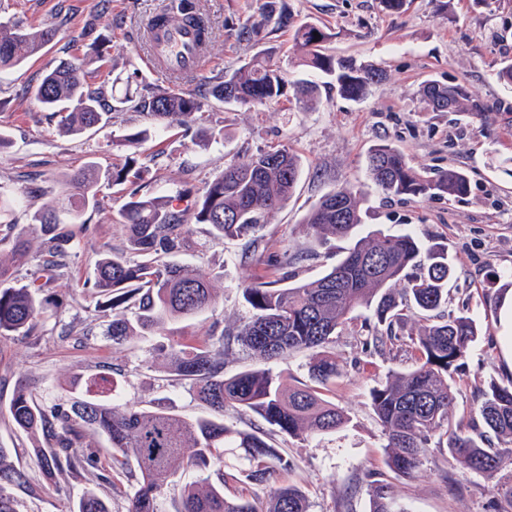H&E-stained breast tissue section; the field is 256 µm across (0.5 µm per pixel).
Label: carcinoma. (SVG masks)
I'll list each match as a JSON object with an SVG mask.
<instances>
[{
  "instance_id": "carcinoma-1",
  "label": "carcinoma",
  "mask_w": 512,
  "mask_h": 512,
  "mask_svg": "<svg viewBox=\"0 0 512 512\" xmlns=\"http://www.w3.org/2000/svg\"><path fill=\"white\" fill-rule=\"evenodd\" d=\"M173 21L190 19L199 27L208 21L196 0H171L162 11ZM292 32L295 60L330 78L337 92L352 101L368 95L386 79V72L352 58H336L322 51L332 33L323 26L297 22L285 0H268L264 11L241 35L256 37L266 27ZM51 29L36 30L11 20L0 22V72L24 64L51 42ZM280 67L264 56H254L219 77L211 95L226 105L253 106L277 101L285 92ZM35 97L60 129L72 135L112 124L105 110L107 88L88 81L84 61L61 60L45 73ZM421 95L434 112H460L495 122L501 113L485 111L484 104L464 85L443 86L428 81ZM319 99L314 82L298 85L291 105L313 109ZM140 107L169 125L196 122L205 102L194 95L163 91ZM148 137V130L112 131V148H132ZM141 167L132 155L120 169L103 171L91 162L68 173L60 183L56 206L37 211L39 250L49 256L34 272L20 274L31 248L25 229L0 237V336H36L43 327L49 300L46 283L61 275L72 250L73 234L61 224H77L88 208H96L102 188L137 179ZM369 179L391 196L419 199L462 197L470 180L460 169L432 173L410 164L401 149L383 141L367 155ZM301 175V160L285 145L252 155L224 167L191 205L180 209L173 199L130 193L121 208L122 249H106L96 265L91 284L100 304L112 310L107 335L121 346L129 336L162 329L167 323L215 312V282L221 274L180 264L172 257L182 252L193 225L224 240L246 239L253 244L270 218L284 208ZM363 198L351 187L335 188L315 204L304 219L307 235L319 242L352 238L346 255L314 280L288 283L284 272L292 264L288 249L274 259L282 276L254 272L240 284L250 315L232 330L212 337L171 339L165 357L170 372L189 383L195 397L212 414L185 418L163 404L132 409L122 404L116 387L71 383L67 404L46 407L24 385L14 391L8 414L15 430L31 437L33 450L48 471L85 473L93 480V448L103 437L110 445V468L134 465L139 488L128 512H160L159 500L177 470L186 465L203 478L183 490L177 512H309L305 494L295 486L269 490L262 505L239 495L227 496L228 481H266L291 462L266 434L242 431L224 421V413H251L270 428L291 438L306 440L328 435L350 422L349 414L328 398L345 375L328 351L361 309L372 312L370 339L384 353L409 337L414 363L405 372H393L370 390L372 410L388 449L387 466L400 478H413L429 448L448 449L462 471L493 478L502 457L512 456V379L489 382L479 392L480 402L470 417L451 422L456 404L453 374L463 364L479 336L476 321L466 312L444 314L448 306L451 268L448 252L424 248L410 233L382 229L355 236L364 224ZM240 347L266 361L294 353L309 356L311 383L290 385L267 369L224 375L226 359ZM23 470L0 465V512H18L12 489L23 488ZM72 512H109L106 503L87 487ZM370 512H406L398 506L391 483L372 482Z\"/></svg>"
}]
</instances>
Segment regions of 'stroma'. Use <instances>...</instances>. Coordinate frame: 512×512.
Masks as SVG:
<instances>
[{
    "label": "stroma",
    "mask_w": 512,
    "mask_h": 512,
    "mask_svg": "<svg viewBox=\"0 0 512 512\" xmlns=\"http://www.w3.org/2000/svg\"><path fill=\"white\" fill-rule=\"evenodd\" d=\"M167 0H0V15L25 26L52 28L54 41L22 67L0 75V133L11 146L0 153V189L16 198L13 217L30 223L36 210L54 204V194H34L62 174L95 161L101 169L122 166L125 154L108 144L110 128L68 136L29 88L59 59L79 57L94 62L90 45L104 40L107 62L100 78L114 82L115 96L131 92L151 98L168 81L145 64L144 23ZM215 34L208 57L181 89L198 92L204 80L220 76L241 61L270 53L283 66L288 85L312 80L319 85L320 104L298 112L287 99L254 107L228 106L209 100L190 128L166 127L140 112L120 113L117 122L132 131L149 129L151 137L138 151L143 166L139 183L126 182L100 194L98 208L87 210L73 232L78 242L64 276L48 290L53 302L39 335L0 336V446L5 464L23 469L26 487L14 496L19 512H71L85 486L67 471L46 475L32 441L16 431L6 404L19 384H26L44 405L63 402L72 380L105 375L118 383L123 402L144 407L164 400L175 412L196 417L206 409L194 399L187 382L169 374L159 350L175 336L203 337L206 320H182L148 336L130 338L113 347L105 330L111 312L98 307L86 286L104 247L121 246L118 212L133 188L191 201L219 175L225 164L285 144L302 161L293 198L263 231L258 251L268 256L282 246L305 250L292 270L314 279L340 259L349 243L320 245L303 227L308 211L334 188L350 185L365 198L366 229L410 232L426 245L448 249L452 275L448 282L450 312L468 310L482 333L470 348L461 372L455 418L469 416L478 394L490 381L508 378L502 369L496 338L497 313L486 307L484 289L490 272H498L495 292L512 286V125L484 123L479 117L431 111L419 94L426 81L465 85L489 111L512 106V86L500 84L494 72L503 55L512 56V0H494L491 9L473 0H408L399 13H384L377 0H286L295 19L331 29L328 45L335 56H352L382 67L387 78L362 100L338 95L322 75L290 67L293 42L282 28L248 40L242 27L257 17L265 0H199ZM97 18L95 33L85 24ZM397 145L416 166L454 167L466 172L471 191L461 198L402 199L384 195L368 178L366 155L377 143ZM240 241L206 238L195 226L193 242L180 263L221 272L217 316L224 327L240 324L249 309L239 288L248 275L241 266ZM362 313H355L330 350L347 372L329 394L350 415L348 425L326 436L298 440L272 435L271 442L288 456V470L274 469L267 483L228 482L226 493L239 492L261 501L274 485H294L308 498L310 512H369L370 473L392 481L408 512H500L494 481H512V456L501 464L497 480L455 469L440 449L428 448L418 474L394 479L383 449L384 437L369 404V392L389 371H406L414 362L407 345L379 354L367 343ZM110 512H126L135 491L127 470H103L94 483Z\"/></svg>",
    "instance_id": "obj_1"
}]
</instances>
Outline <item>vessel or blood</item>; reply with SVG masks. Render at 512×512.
<instances>
[{
  "label": "vessel or blood",
  "instance_id": "1",
  "mask_svg": "<svg viewBox=\"0 0 512 512\" xmlns=\"http://www.w3.org/2000/svg\"><path fill=\"white\" fill-rule=\"evenodd\" d=\"M150 31L148 61L168 79L195 72L203 62L206 49L202 35L191 26L155 25L147 22Z\"/></svg>",
  "mask_w": 512,
  "mask_h": 512
}]
</instances>
